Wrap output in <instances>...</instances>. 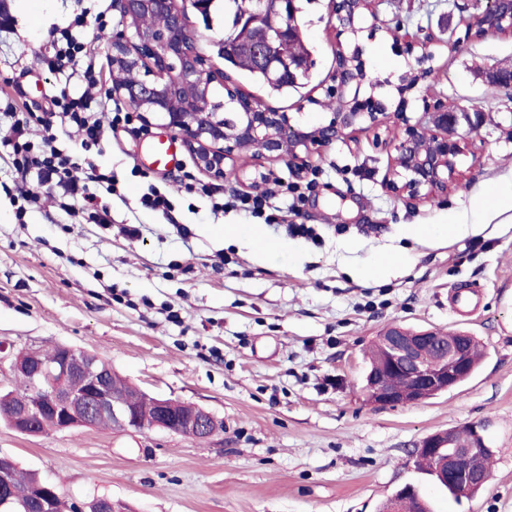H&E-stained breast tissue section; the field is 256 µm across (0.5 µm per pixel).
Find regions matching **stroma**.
Returning a JSON list of instances; mask_svg holds the SVG:
<instances>
[{"mask_svg": "<svg viewBox=\"0 0 512 512\" xmlns=\"http://www.w3.org/2000/svg\"><path fill=\"white\" fill-rule=\"evenodd\" d=\"M486 0H378L376 17L341 30L332 0H306L314 76L303 96L268 95L226 68L222 8L210 20L189 10L209 66L294 121L329 120L323 108L336 82V49H358L368 76L360 100L394 111L410 60L404 34H436L434 73L412 94L487 113L461 157L465 177L448 196L418 202L384 187L395 155L388 132L368 129L313 158L305 199L283 207L287 224H269L284 243L274 261L251 243L225 240L228 224L249 218L211 212L212 198L276 190L295 182L286 162L239 157L240 178L201 174L184 146L177 162L155 170L151 146L172 139L162 120L106 131L94 161L118 177L101 199L111 226L69 216L58 194L42 189L24 220L0 190V392L15 384L11 360L65 344L97 354L152 396L196 404L224 423L198 441L154 428L87 426L40 436L0 421V455L59 487L71 502L111 499L115 512H378L414 485L435 512H512V210L494 205L512 188V92L490 86L485 69L512 67V35L466 38L465 22ZM104 26L88 23L84 40L103 82L94 96L123 103L112 83L109 36L120 28L112 0H93ZM75 0H0V113L6 106L49 111L60 88L84 89L54 61L52 33L67 26ZM168 193L162 215L141 206L148 185ZM314 238L290 235L288 224ZM457 225L452 237H418L415 225ZM137 238L123 234L126 226ZM402 264L381 278L359 275L382 253ZM476 295L456 309L455 291ZM444 333L464 330L484 347L476 374L423 402L369 405L361 392L365 353L386 327ZM483 427L494 450L479 495L457 500L417 473L414 448L428 435L468 424Z\"/></svg>", "mask_w": 512, "mask_h": 512, "instance_id": "35a3bbf8", "label": "stroma"}]
</instances>
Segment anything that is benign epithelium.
I'll use <instances>...</instances> for the list:
<instances>
[{"label":"benign epithelium","mask_w":512,"mask_h":512,"mask_svg":"<svg viewBox=\"0 0 512 512\" xmlns=\"http://www.w3.org/2000/svg\"><path fill=\"white\" fill-rule=\"evenodd\" d=\"M185 0H113L119 12L121 30L112 36V72L138 73L132 81H118L114 89L122 92L144 123L159 115L166 126L181 136L197 168L214 180L226 177V161L240 156L285 160L302 177L312 167V158L324 148L349 137L361 123H390L397 128L394 163L385 179L387 188L398 196L430 201L448 195L463 176L459 157L467 141L486 121L483 112L453 111L441 101L423 100V112L414 120L407 115L406 94L417 86L406 84L398 108L387 112L380 103L348 99L345 89L353 83L338 79L329 89L336 97L333 118L316 126L291 121L286 112L270 108L256 97L236 93L240 111L226 115L213 100L215 85L227 88L224 75L212 71L191 39ZM286 0H260L256 18L247 28L245 42H232L233 51L256 63L266 64L271 49L279 45L288 56V66L305 65L293 52L289 31L277 28L273 21L283 16ZM341 27L354 28L344 18L365 13L375 15V0H334ZM470 28L485 36L512 33V0H487ZM432 38L422 41L408 38L405 52L414 59V69L425 68ZM432 140V149L424 151L420 139ZM470 335L460 332L446 340L437 331L385 330L381 342L385 359L368 370L364 391L368 402L377 407H394L426 400L439 392L453 389L460 377L469 372L467 343ZM388 368L406 376V384L393 388L382 384L376 370ZM12 368L28 379L37 390L28 405L16 411L9 425L16 432L42 434L36 420L53 415L58 431L85 427L98 415L109 417L115 430L162 428L204 441L223 430V423L209 411L191 403L153 397L150 415L118 400L111 394L117 388L114 374L101 369L100 358L68 346L58 348L53 361L43 359L42 351L31 349L15 356ZM486 447L482 427L473 424L463 437L454 431L428 436L415 455L437 460L439 483L450 486L457 495L469 494L484 481L478 463V449ZM12 460L0 457V512H54V485L39 482L26 501L16 500L6 491L4 481Z\"/></svg>","instance_id":"1"}]
</instances>
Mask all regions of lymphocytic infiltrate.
I'll return each instance as SVG.
<instances>
[{
  "label": "lymphocytic infiltrate",
  "instance_id": "f902f5d3",
  "mask_svg": "<svg viewBox=\"0 0 512 512\" xmlns=\"http://www.w3.org/2000/svg\"><path fill=\"white\" fill-rule=\"evenodd\" d=\"M86 22V14L77 15L59 29L55 39L58 60L79 66L86 91L74 94L61 89L53 99V111L40 116L10 113L9 132L0 137V158H8L21 179L18 197L23 205H37L38 190L44 186L62 196L82 199L87 209H97L100 195L116 191L115 175L89 161L87 154L100 148L105 127L131 124L134 115L108 108L93 97L96 66L88 61L78 33Z\"/></svg>",
  "mask_w": 512,
  "mask_h": 512
}]
</instances>
